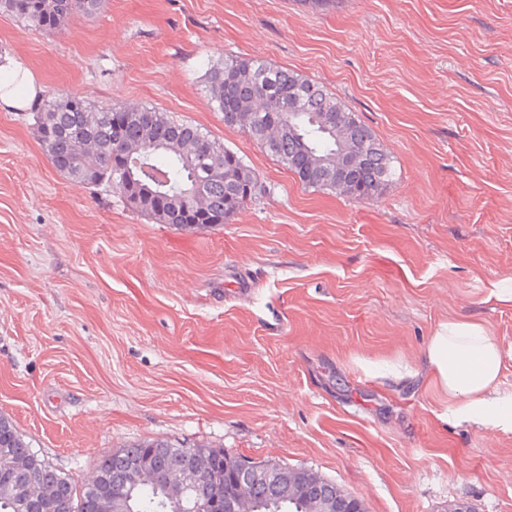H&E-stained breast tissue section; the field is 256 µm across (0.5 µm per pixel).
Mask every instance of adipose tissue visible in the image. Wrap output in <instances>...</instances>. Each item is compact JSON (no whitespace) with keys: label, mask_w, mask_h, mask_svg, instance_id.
Returning a JSON list of instances; mask_svg holds the SVG:
<instances>
[{"label":"adipose tissue","mask_w":512,"mask_h":512,"mask_svg":"<svg viewBox=\"0 0 512 512\" xmlns=\"http://www.w3.org/2000/svg\"><path fill=\"white\" fill-rule=\"evenodd\" d=\"M424 360L453 417L512 432V402L499 394L503 350L483 324L453 318L440 324Z\"/></svg>","instance_id":"ef3b65f1"}]
</instances>
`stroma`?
<instances>
[{
	"label": "stroma",
	"mask_w": 512,
	"mask_h": 512,
	"mask_svg": "<svg viewBox=\"0 0 512 512\" xmlns=\"http://www.w3.org/2000/svg\"><path fill=\"white\" fill-rule=\"evenodd\" d=\"M230 57L321 83L376 133L373 199L303 186L208 100ZM37 91L154 106L256 172L197 231L61 176L0 109V413L76 484L150 439L303 467L366 512H512V432L447 418L426 346L483 321L512 397V0H108L41 32L0 13Z\"/></svg>",
	"instance_id": "1"
}]
</instances>
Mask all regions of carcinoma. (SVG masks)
Returning <instances> with one entry per match:
<instances>
[{
  "mask_svg": "<svg viewBox=\"0 0 512 512\" xmlns=\"http://www.w3.org/2000/svg\"><path fill=\"white\" fill-rule=\"evenodd\" d=\"M106 0H0V13L46 31L75 12L93 15ZM207 93L224 124L243 131L268 156L308 186L364 200L378 196L391 174L389 153L374 131L317 83L285 68L228 58L207 72ZM41 148L54 168L86 188L116 190L132 209L181 230L227 223L260 191L258 177L238 153L202 128L153 106L95 105L74 94L49 92L32 109ZM364 154L344 176V160ZM0 512H102L112 499L124 512H189L197 492L178 503L152 482L137 486L138 469L180 471L196 462L209 500L224 501L222 449L185 448L155 439L121 448L98 462V480L78 486L24 440L0 413ZM304 468L263 465L249 473L250 512H313L293 491ZM317 495L346 492L323 478Z\"/></svg>",
  "mask_w": 512,
  "mask_h": 512,
  "instance_id": "obj_1",
  "label": "carcinoma"
}]
</instances>
